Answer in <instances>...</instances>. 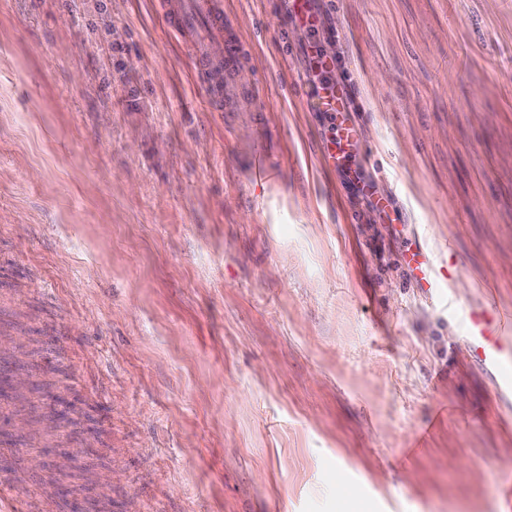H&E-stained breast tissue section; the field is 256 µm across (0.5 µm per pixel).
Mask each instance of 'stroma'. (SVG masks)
<instances>
[{"mask_svg":"<svg viewBox=\"0 0 512 512\" xmlns=\"http://www.w3.org/2000/svg\"><path fill=\"white\" fill-rule=\"evenodd\" d=\"M211 109L166 0H0V478L84 512H499L512 0H222ZM370 155L322 153L311 47ZM455 266L435 290L404 264ZM64 406L67 426L31 440ZM471 313L469 324L470 336H466L465 347L475 362L495 372V391L497 394L512 392V349L507 351L501 345L498 336L491 329L494 314Z\"/></svg>","mask_w":512,"mask_h":512,"instance_id":"obj_1","label":"stroma"}]
</instances>
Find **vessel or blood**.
<instances>
[{
  "mask_svg": "<svg viewBox=\"0 0 512 512\" xmlns=\"http://www.w3.org/2000/svg\"><path fill=\"white\" fill-rule=\"evenodd\" d=\"M170 26L188 46L197 63V73L207 92L208 102L214 107L224 105V77L231 73L239 59V47L230 44L222 64H214L202 48L203 35L220 36L224 33V11L218 0H179L171 12ZM347 99L345 84H338L308 98L310 108L330 113L341 140L352 142L354 129L345 123L344 112ZM470 334L465 347L475 362L495 373V391L512 392V349L504 348L493 332L491 319L486 314H470ZM40 503L23 495L8 482H0V512H40Z\"/></svg>",
  "mask_w": 512,
  "mask_h": 512,
  "instance_id": "b4317fda",
  "label": "vessel or blood"
}]
</instances>
